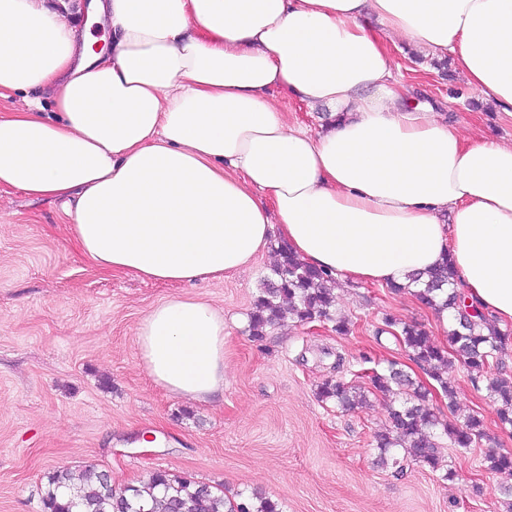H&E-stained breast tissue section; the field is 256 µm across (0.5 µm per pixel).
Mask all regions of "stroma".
<instances>
[{
	"instance_id": "1",
	"label": "stroma",
	"mask_w": 512,
	"mask_h": 512,
	"mask_svg": "<svg viewBox=\"0 0 512 512\" xmlns=\"http://www.w3.org/2000/svg\"><path fill=\"white\" fill-rule=\"evenodd\" d=\"M408 100L447 111L467 141H511L512 120L462 76L444 77L436 57L409 45L392 50ZM273 263L264 251L217 280L159 283L95 267L79 251L58 202L0 191V512H42L54 471L108 470L112 485L138 486L165 471L232 496L258 489L281 512H502L503 478L488 470L484 446H446L440 472L412 461L402 472L377 465L376 433L388 423L389 399L370 396L345 412L316 392L332 373L353 380L409 358L393 339L376 340L384 315L424 326L448 341L435 312L409 293L336 282V312L352 323L285 320L263 340L247 332L253 298ZM170 297L202 299L224 313V395L188 402L157 386L139 358V325ZM456 407L437 401L441 419L482 415L501 449V426L485 386L459 365L448 368ZM159 433L145 450L143 433Z\"/></svg>"
}]
</instances>
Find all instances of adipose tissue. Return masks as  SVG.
Instances as JSON below:
<instances>
[{
	"label": "adipose tissue",
	"mask_w": 512,
	"mask_h": 512,
	"mask_svg": "<svg viewBox=\"0 0 512 512\" xmlns=\"http://www.w3.org/2000/svg\"><path fill=\"white\" fill-rule=\"evenodd\" d=\"M109 26L94 52L79 15ZM450 58L512 117V0H0V188L61 202L98 268L223 278L272 231L348 282L451 262L512 322V142H466L409 108L389 44ZM327 106L319 131L273 94ZM169 394L224 389V315L171 297L137 333Z\"/></svg>",
	"instance_id": "ef3b65f1"
}]
</instances>
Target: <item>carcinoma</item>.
Here are the masks:
<instances>
[{
  "mask_svg": "<svg viewBox=\"0 0 512 512\" xmlns=\"http://www.w3.org/2000/svg\"><path fill=\"white\" fill-rule=\"evenodd\" d=\"M272 247L277 261L253 300L249 336L263 339L267 329L287 314L300 324L330 322L336 334H347L350 321L333 314L336 295L330 288L332 275L303 262L279 238L273 241ZM455 277L453 266L446 261L429 273L425 288L413 292V296L436 313L446 310L451 315L448 345L432 342L421 325L401 322L390 315L382 318L376 336L389 335L418 366L427 370L450 409L454 405L455 387L443 377L442 370L453 360L460 361L472 383L487 382L490 397L497 404L500 423L512 426V377L488 375L512 332L500 329L483 312L466 304L461 292L454 288ZM369 379L371 390L367 391L341 377L330 378L320 385L318 395L323 401H334L345 411L366 402L369 393L405 396L398 404L390 405L388 428L376 435L379 464L400 471L404 461L410 458L437 471L440 439L445 436L456 448L486 442L488 469L512 477V453L498 449L483 419L476 415L467 416L461 423L440 419L429 407V389L397 362L372 371ZM156 489L160 490L158 496L154 494ZM42 506L43 512H281L277 502L260 492L234 499L215 493L207 483L172 476L165 471L153 473L141 486L118 491L101 471L88 470L76 478L67 469L57 470L48 477Z\"/></svg>",
  "mask_w": 512,
  "mask_h": 512,
  "instance_id": "obj_1",
  "label": "carcinoma"
}]
</instances>
